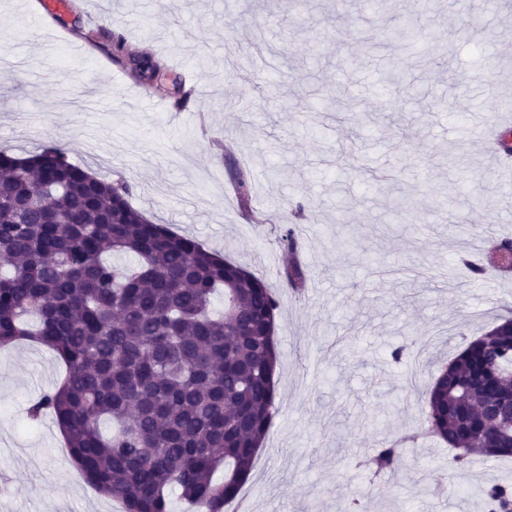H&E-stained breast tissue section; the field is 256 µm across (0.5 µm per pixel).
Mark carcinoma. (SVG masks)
<instances>
[{"instance_id": "cac0c4a2", "label": "carcinoma", "mask_w": 512, "mask_h": 512, "mask_svg": "<svg viewBox=\"0 0 512 512\" xmlns=\"http://www.w3.org/2000/svg\"><path fill=\"white\" fill-rule=\"evenodd\" d=\"M386 34L417 37L406 24ZM235 187L249 208L244 172ZM130 191L58 146L23 158L0 152V346L27 337L65 363L61 384L28 414L55 417L100 494L125 512H171L175 489L196 512H224L272 424L280 300L246 269L150 222ZM110 254L137 264L118 267ZM282 278L306 291L302 265ZM492 399L512 406V329L501 323L468 342L429 391L427 429L458 451L456 467L473 452L512 457V415L478 416ZM401 455L400 443L384 442L371 463L392 472ZM481 495L486 512H512L511 485Z\"/></svg>"}]
</instances>
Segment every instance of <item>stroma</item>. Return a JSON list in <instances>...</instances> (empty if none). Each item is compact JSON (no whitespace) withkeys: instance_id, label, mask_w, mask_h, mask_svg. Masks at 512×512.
Masks as SVG:
<instances>
[{"instance_id":"obj_1","label":"stroma","mask_w":512,"mask_h":512,"mask_svg":"<svg viewBox=\"0 0 512 512\" xmlns=\"http://www.w3.org/2000/svg\"><path fill=\"white\" fill-rule=\"evenodd\" d=\"M69 0L61 21L35 0H0V150L25 157L53 144L106 180L125 179L151 222L195 237L264 279L280 298L277 412L242 495L249 512H485L479 491L512 485L511 458L459 469L421 435L427 393L466 341L512 316V272L474 278L512 238V169L481 147L512 95V6L503 0H387L420 29L398 64L417 91L382 90L376 62L351 66L388 17L361 0ZM263 31L265 71L227 76L224 46ZM125 53L113 55L111 33ZM449 45L435 65L432 37ZM191 92L195 116L170 124L163 104ZM454 145L452 162L440 151ZM252 180L249 210L232 171ZM402 200L387 223L389 199ZM304 215L292 218L297 205ZM308 288L279 276L291 222ZM407 355L394 361V349ZM64 375L35 343L0 349V512H116L72 481L52 417L29 405ZM406 440L396 471L364 462Z\"/></svg>"}]
</instances>
